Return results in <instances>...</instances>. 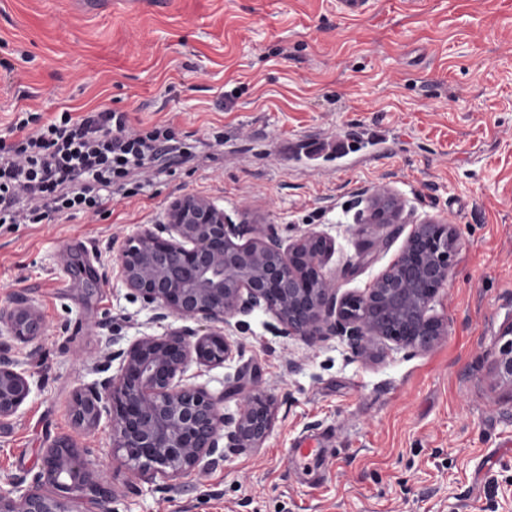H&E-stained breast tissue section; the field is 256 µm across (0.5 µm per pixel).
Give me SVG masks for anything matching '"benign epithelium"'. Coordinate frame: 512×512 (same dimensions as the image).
<instances>
[{
	"label": "benign epithelium",
	"mask_w": 512,
	"mask_h": 512,
	"mask_svg": "<svg viewBox=\"0 0 512 512\" xmlns=\"http://www.w3.org/2000/svg\"><path fill=\"white\" fill-rule=\"evenodd\" d=\"M404 203L386 187L370 194L361 224H397ZM459 239L449 218L428 217L415 225L399 254L361 294L338 295L335 274L325 270L331 238L309 232L285 243L263 224H233L210 200L185 195L173 200L167 223L146 227L126 239L115 257L130 294L163 321L173 315L205 322L203 334L185 325L159 336H143L110 352L98 366L118 372L80 387L73 395L75 424L92 428L102 410L112 416V455L135 477L174 481L196 470L224 464L229 451L257 448L272 428L270 399L246 396L235 414L224 397L187 383L195 361L226 363L234 344L225 327L257 310L271 314L285 337L314 347L339 336L352 352L373 357L377 341L402 349L428 350L445 335L430 314L452 274ZM0 324L10 341L0 342V422L15 416L31 393L34 372L21 367L13 343L31 346L42 322L26 299L15 294ZM493 370L512 382V347L493 359ZM62 437L45 452L33 476L16 475L0 490V512H112L113 492L94 476L87 456ZM24 492L14 496L19 489Z\"/></svg>",
	"instance_id": "1"
}]
</instances>
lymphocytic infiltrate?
Masks as SVG:
<instances>
[{
  "mask_svg": "<svg viewBox=\"0 0 512 512\" xmlns=\"http://www.w3.org/2000/svg\"><path fill=\"white\" fill-rule=\"evenodd\" d=\"M184 146L166 125L131 128L127 113L69 110L49 122L20 111L0 136V233L57 215L102 212L130 174L156 167Z\"/></svg>",
  "mask_w": 512,
  "mask_h": 512,
  "instance_id": "1",
  "label": "lymphocytic infiltrate"
}]
</instances>
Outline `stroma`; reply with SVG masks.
I'll return each mask as SVG.
<instances>
[{"label": "stroma", "instance_id": "stroma-1", "mask_svg": "<svg viewBox=\"0 0 512 512\" xmlns=\"http://www.w3.org/2000/svg\"><path fill=\"white\" fill-rule=\"evenodd\" d=\"M100 105L135 128L169 125L193 157L145 193L113 194L103 215L0 234V309L21 294L43 324L37 354L15 348L35 383L0 423V488L37 472L64 436L122 483L110 413L82 431L70 402L99 380L112 337L180 327L154 322L114 258L195 195L288 241L329 236L342 295L363 292L416 222L451 218L460 246L433 307L448 334L417 352L384 340L365 360L337 337L278 336L254 312L226 330L241 354L186 377L228 413L249 390L271 395L270 435L177 487L140 481L114 512H512V383L491 369L512 323V0H423L413 12L371 0L356 17L337 0H0V130L22 108L49 120ZM345 126L406 136V148L339 172L295 166L301 136ZM380 186L404 201L400 223H355V201ZM302 437L326 450L315 484L292 456Z\"/></svg>", "mask_w": 512, "mask_h": 512}]
</instances>
